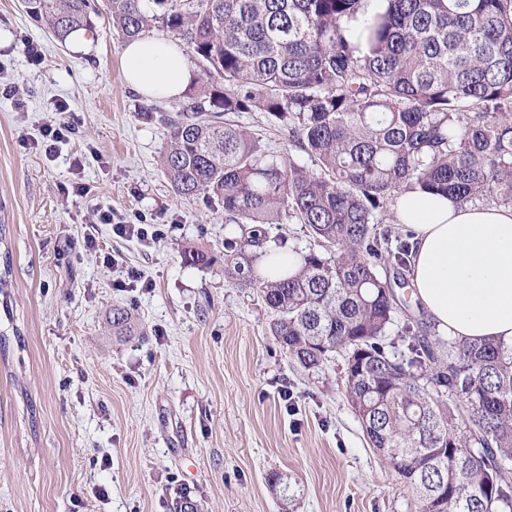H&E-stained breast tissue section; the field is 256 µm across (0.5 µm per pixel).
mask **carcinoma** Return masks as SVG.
I'll list each match as a JSON object with an SVG mask.
<instances>
[{
  "mask_svg": "<svg viewBox=\"0 0 512 512\" xmlns=\"http://www.w3.org/2000/svg\"><path fill=\"white\" fill-rule=\"evenodd\" d=\"M107 0L129 42L152 28L194 57L202 83L167 119L160 165L174 191L207 194L258 224L225 247L253 283L264 227L293 219L314 247L259 281L273 336L314 369L345 357L347 398L422 512H512V345L446 341L407 322L387 341L410 246L384 225L403 192L512 207V0ZM59 42L93 28L91 0H28ZM361 19L359 29L348 23ZM258 108L311 166L265 152L225 112ZM126 308L112 334L134 336Z\"/></svg>",
  "mask_w": 512,
  "mask_h": 512,
  "instance_id": "1",
  "label": "carcinoma"
}]
</instances>
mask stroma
<instances>
[{"instance_id":"obj_1","label":"stroma","mask_w":512,"mask_h":512,"mask_svg":"<svg viewBox=\"0 0 512 512\" xmlns=\"http://www.w3.org/2000/svg\"><path fill=\"white\" fill-rule=\"evenodd\" d=\"M94 4L90 49L76 54L23 0H0L11 35L0 82L26 101L0 97V512H173L185 490L199 512H422L370 447L343 358L304 369L273 336L258 288L225 276L224 246L242 225L206 195L177 196L160 167V118L186 99L148 101L126 85L107 0ZM62 103L76 132L49 154L41 133ZM227 118L266 152L308 163L266 113ZM108 206L171 231L118 237L97 222ZM189 249L211 264L186 262ZM131 270L141 279L123 287ZM116 306L134 308L143 336H113Z\"/></svg>"}]
</instances>
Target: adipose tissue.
<instances>
[{
  "mask_svg": "<svg viewBox=\"0 0 512 512\" xmlns=\"http://www.w3.org/2000/svg\"><path fill=\"white\" fill-rule=\"evenodd\" d=\"M121 67L148 99L179 96L195 77L185 51L159 36L127 42ZM394 213L412 233L414 296L437 327L459 341L511 345L512 207L402 193Z\"/></svg>",
  "mask_w": 512,
  "mask_h": 512,
  "instance_id": "adipose-tissue-1",
  "label": "adipose tissue"
}]
</instances>
